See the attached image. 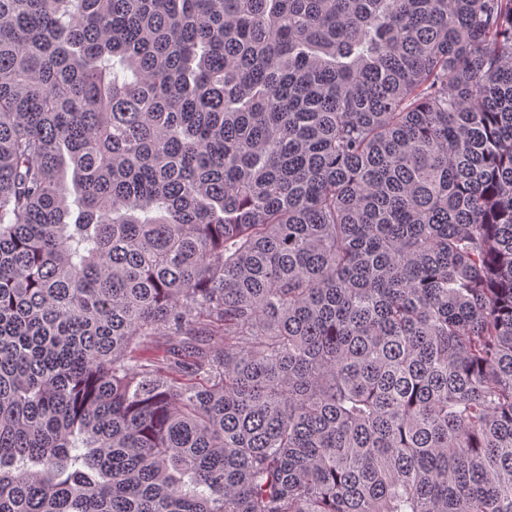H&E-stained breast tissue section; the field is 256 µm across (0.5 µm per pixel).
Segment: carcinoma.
I'll list each match as a JSON object with an SVG mask.
<instances>
[{"label": "carcinoma", "instance_id": "cac0c4a2", "mask_svg": "<svg viewBox=\"0 0 512 512\" xmlns=\"http://www.w3.org/2000/svg\"><path fill=\"white\" fill-rule=\"evenodd\" d=\"M0 512H512V0H0Z\"/></svg>", "mask_w": 512, "mask_h": 512}]
</instances>
